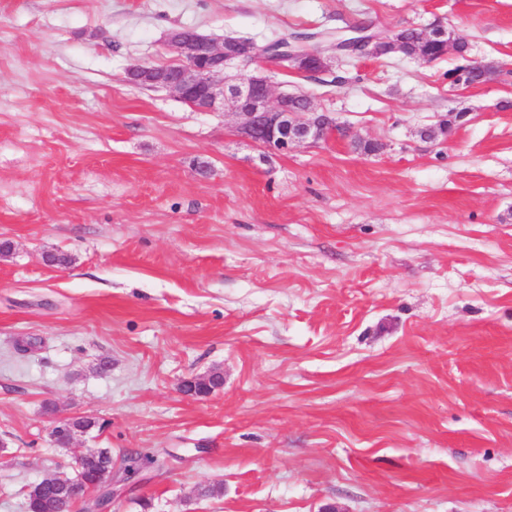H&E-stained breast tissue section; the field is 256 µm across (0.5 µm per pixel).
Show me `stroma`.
<instances>
[{"instance_id": "obj_1", "label": "stroma", "mask_w": 512, "mask_h": 512, "mask_svg": "<svg viewBox=\"0 0 512 512\" xmlns=\"http://www.w3.org/2000/svg\"><path fill=\"white\" fill-rule=\"evenodd\" d=\"M364 19L499 75L259 60L341 126L284 152L125 80L175 27ZM0 243V512L91 448L160 461L112 512H512V0H0ZM74 418H77V417L57 418L54 422V426L51 431V435H52L53 439L60 438V439L64 440L67 443V448H70L73 445V443L77 439V437L84 436L93 428H98V429L103 428V427H101L99 420L94 419L93 425L89 428H86L87 427L86 422L83 419H78L75 421V423L80 424L85 429H83V430L74 429L71 426V422Z\"/></svg>"}]
</instances>
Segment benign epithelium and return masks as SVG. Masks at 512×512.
I'll return each instance as SVG.
<instances>
[{"label":"benign epithelium","instance_id":"1","mask_svg":"<svg viewBox=\"0 0 512 512\" xmlns=\"http://www.w3.org/2000/svg\"><path fill=\"white\" fill-rule=\"evenodd\" d=\"M417 45L427 48L434 41L443 39V49L458 46L459 41L448 40V31L435 24L429 28L413 27ZM405 29H395L384 37L365 36L358 40L357 48L334 47L347 56H376L386 49L397 50L403 44ZM167 47L177 57L173 71L155 66L137 64L127 69L131 82L145 88H161L174 93L185 103H201L199 110L210 112L235 102L234 112L242 116L241 133L256 143L276 150H287L303 143L325 142L339 129L335 114L319 111L311 102L298 112L288 110V95L273 94L269 78L261 71L240 74L236 83L224 80L228 67L248 69L258 58L265 55L268 46L252 41L226 37L217 41L200 35L189 28L173 30L168 34ZM288 65L307 69L314 74L330 71L331 57L321 49L306 48L288 51ZM495 73L493 64L474 61L470 67L468 85H482ZM72 418L55 420L51 435L62 439L67 446L87 434L89 429H75ZM79 469L85 478L78 485L61 477H45L38 481L39 490L46 496L65 502H87V512H111L114 499L125 495L132 487L135 473L118 471L116 468L101 470L99 449L94 448L77 458Z\"/></svg>","mask_w":512,"mask_h":512}]
</instances>
